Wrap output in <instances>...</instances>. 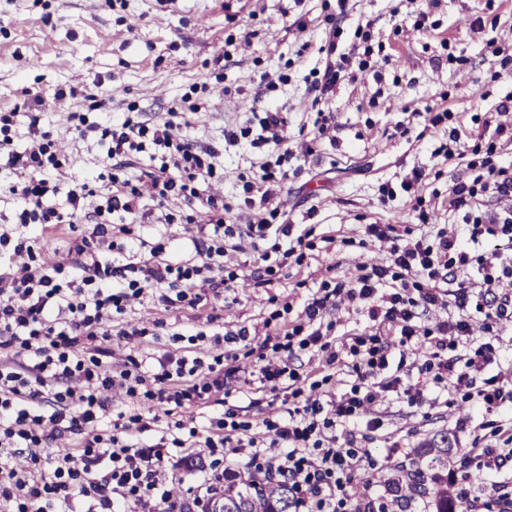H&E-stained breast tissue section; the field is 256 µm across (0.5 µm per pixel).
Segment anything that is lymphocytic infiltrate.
Wrapping results in <instances>:
<instances>
[{
	"label": "lymphocytic infiltrate",
	"mask_w": 512,
	"mask_h": 512,
	"mask_svg": "<svg viewBox=\"0 0 512 512\" xmlns=\"http://www.w3.org/2000/svg\"><path fill=\"white\" fill-rule=\"evenodd\" d=\"M348 2L336 0L325 14L323 59L304 76L316 142L336 129L327 104L337 86L386 51L369 22L344 39L338 18ZM210 84L189 85L153 122L140 120L133 102L123 119L109 124L72 113L77 138H97L109 160L97 175L104 192L94 222L72 237L65 229L82 222L80 201L90 184L52 179L63 161L39 127L41 97L27 103L31 139L23 151L2 152L16 120L0 113V168L23 172L21 180L0 186L16 202L15 228H0V512H206L239 458L251 482L288 486L291 512H374L375 499H359L355 488L365 443L380 422H361L360 413L394 400L417 408L427 403L395 368L399 357L412 358L433 389L480 418L460 462L485 470L490 482L483 493L465 491V512H490L492 501L499 512H512V384L489 372L492 338L512 331V164L503 160L512 131L487 112L463 132L460 115L446 106L447 93L425 105L423 130L433 156L461 171L442 192L430 190L423 168L399 185H380L382 204L406 193L416 218L364 225V241L390 242L386 264L361 265L350 280L321 279L294 320L266 329L254 359L240 360L232 350L249 340V329H224L213 312L193 334L161 320L127 324L121 335L163 340L168 350L149 363L137 353L111 364L108 324L126 314L131 300L197 310L220 301L222 289L243 275V268L225 264L228 251L250 245L257 263L252 276L262 287L284 268L302 265L319 245L336 243L332 234L294 231L276 202L293 153L288 120L271 100L258 101L245 119L224 128L225 144L247 140L266 151L238 204L206 193L205 184L224 176L218 152L183 136L181 127L199 114L195 96ZM140 154L150 159L140 177L151 183L149 207L139 179L128 173ZM171 197L181 198L184 210L166 211ZM135 220L148 225L147 235L133 234ZM174 223L188 225L194 257L171 259L160 227ZM61 239L71 258L66 265L54 259ZM15 254L27 257L21 267L9 263ZM341 304L367 322L339 338L331 314ZM437 309L447 316L430 323ZM268 348L278 359L265 357ZM304 351L320 356L326 375L301 372L296 360ZM238 381L263 392L287 390L285 411L253 418L227 406L223 393ZM117 385L129 398L118 412L110 398ZM190 407L211 413L199 424L181 420ZM260 428L269 446L258 444ZM58 433L70 435V446L54 447ZM190 448L202 449L204 475L187 507L170 500L158 476L185 468ZM18 455L29 459L32 473L13 467Z\"/></svg>",
	"instance_id": "lymphocytic-infiltrate-1"
}]
</instances>
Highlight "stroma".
Segmentation results:
<instances>
[{
    "label": "stroma",
    "instance_id": "obj_1",
    "mask_svg": "<svg viewBox=\"0 0 512 512\" xmlns=\"http://www.w3.org/2000/svg\"><path fill=\"white\" fill-rule=\"evenodd\" d=\"M324 0H0V112L17 115L15 148L29 140L30 120L25 104L41 96L44 105L40 126L51 131L62 146L67 162L55 178H93V193L85 200L93 209L103 190L94 176L107 163L104 149L95 139L76 140L68 123L71 112L85 107L84 97L56 99L59 88L75 86L105 98L99 113L108 123L124 113L127 103L139 106L140 119L154 120L168 112L183 89L220 72L222 85L205 98L186 136L198 138L221 152L224 179L212 183L211 195L230 201L235 197L238 172L261 161L264 152L249 142L224 145V122L242 118L255 97L267 94L288 119L290 131L309 121L311 94L303 76L317 58L323 39ZM392 0H351L341 24L352 30L358 20L374 23L376 35L391 44V64H379L377 73L360 74L357 81H342L329 102L336 115V140L323 142L314 153L289 163L290 172L280 195V206L290 223L315 226L317 232L341 230L348 237L361 235V223H414L413 213L402 202L382 206L378 186L400 182L413 167L431 168L434 160L428 140L385 136V129L422 108L439 92L449 91L448 106L468 114L501 112L503 123L512 125V84L485 83L486 65L481 49L488 41L512 40V0H416L419 8L435 9L442 21L429 36L409 30L396 37L389 26ZM235 14L227 22L226 14ZM305 17L306 30L294 28ZM232 49H225L227 37ZM450 38L466 59L463 69L450 66L440 48ZM305 49L301 63L290 71L288 83L266 92L267 81H276L284 62ZM387 244L370 243L340 252L320 253L310 264L291 266L284 275L264 287L246 279L224 292V324L262 327L278 304L291 302L300 308L307 289L301 281L320 278L327 265L351 278L358 265L383 262ZM128 314L135 321L163 319L168 325L195 331L206 321L202 310L171 309L160 312L146 300L131 301ZM410 381L428 392L420 409L393 401L367 406L365 418H379L380 429L367 448L383 460L388 448L398 454L441 434H448L456 462L468 445L469 432L459 431L464 411L456 403L431 391L425 375L405 367Z\"/></svg>",
    "mask_w": 512,
    "mask_h": 512
}]
</instances>
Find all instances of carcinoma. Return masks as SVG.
Returning a JSON list of instances; mask_svg holds the SVG:
<instances>
[{
  "label": "carcinoma",
  "instance_id": "cac0c4a2",
  "mask_svg": "<svg viewBox=\"0 0 512 512\" xmlns=\"http://www.w3.org/2000/svg\"><path fill=\"white\" fill-rule=\"evenodd\" d=\"M448 436L430 441L423 448H413L404 459L392 465L394 478L390 493L378 499L377 512H457L458 496L448 487ZM287 486L277 483L251 484L240 490L224 481V490L209 501V512H290Z\"/></svg>",
  "mask_w": 512,
  "mask_h": 512
}]
</instances>
